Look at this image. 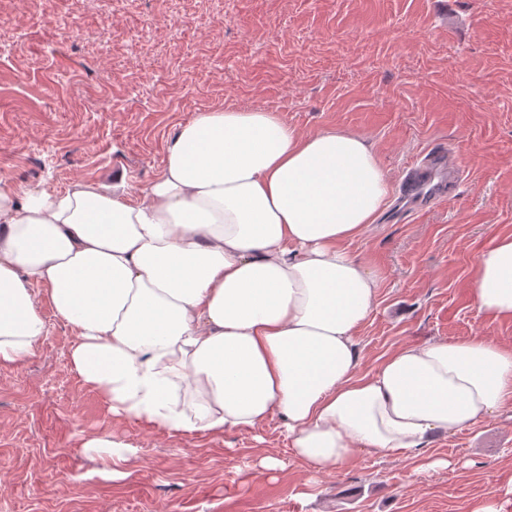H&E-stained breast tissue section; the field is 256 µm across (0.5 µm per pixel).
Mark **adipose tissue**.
I'll use <instances>...</instances> for the list:
<instances>
[{
  "label": "adipose tissue",
  "mask_w": 512,
  "mask_h": 512,
  "mask_svg": "<svg viewBox=\"0 0 512 512\" xmlns=\"http://www.w3.org/2000/svg\"><path fill=\"white\" fill-rule=\"evenodd\" d=\"M387 194L360 135L233 108L182 126L136 198L122 180L0 184V368L46 334L40 285L75 333L74 371L114 416L221 434L275 415L316 473L364 449L419 451L512 396V347L433 339L359 374L354 332L379 280L345 244ZM471 296L512 320V235L477 254Z\"/></svg>",
  "instance_id": "ef3b65f1"
}]
</instances>
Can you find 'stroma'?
Here are the masks:
<instances>
[{
	"label": "stroma",
	"instance_id": "1",
	"mask_svg": "<svg viewBox=\"0 0 512 512\" xmlns=\"http://www.w3.org/2000/svg\"><path fill=\"white\" fill-rule=\"evenodd\" d=\"M228 105L302 135L356 133L384 168V209L348 245L380 279L359 373L432 339L512 345V321L471 297L475 254L512 234V0H0L2 182L63 192L124 176L139 195L176 130ZM445 147L453 195L398 214L403 173ZM40 312L34 353L0 368V512H473L492 493L512 512V399L422 456L366 449L316 476L275 416L221 435L111 417L71 367V328ZM90 437L133 448L125 478L104 475ZM265 455L276 472L256 468Z\"/></svg>",
	"mask_w": 512,
	"mask_h": 512
}]
</instances>
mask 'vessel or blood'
<instances>
[{"mask_svg": "<svg viewBox=\"0 0 512 512\" xmlns=\"http://www.w3.org/2000/svg\"><path fill=\"white\" fill-rule=\"evenodd\" d=\"M456 178L434 157H426L406 171L400 181L398 198L410 209L427 210L449 197Z\"/></svg>", "mask_w": 512, "mask_h": 512, "instance_id": "1", "label": "vessel or blood"}]
</instances>
